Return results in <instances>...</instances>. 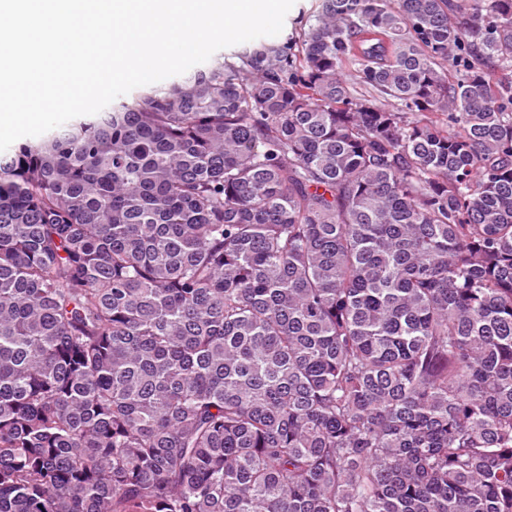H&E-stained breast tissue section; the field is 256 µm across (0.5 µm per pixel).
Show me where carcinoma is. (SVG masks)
<instances>
[{
  "instance_id": "obj_1",
  "label": "carcinoma",
  "mask_w": 512,
  "mask_h": 512,
  "mask_svg": "<svg viewBox=\"0 0 512 512\" xmlns=\"http://www.w3.org/2000/svg\"><path fill=\"white\" fill-rule=\"evenodd\" d=\"M319 2L0 157V512H512V0ZM313 15H315V2L313 0H295L294 5L285 16L282 31L278 35L264 36L249 42L230 46L217 51L212 56L222 52L228 53L236 49H241L259 40H265L268 42L284 41L287 36L290 37L295 32V29H299L301 21L304 23L307 19L310 18V23H314V17H312Z\"/></svg>"
}]
</instances>
